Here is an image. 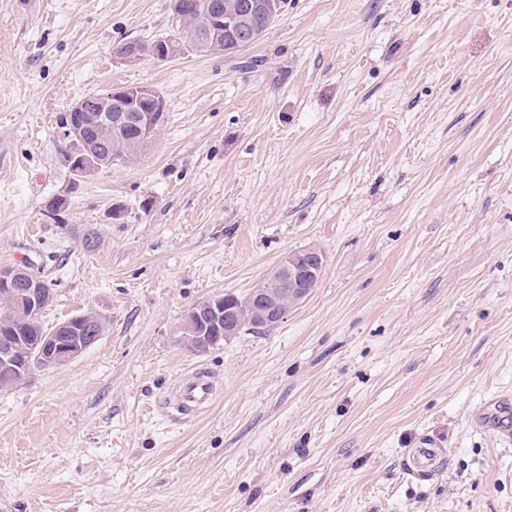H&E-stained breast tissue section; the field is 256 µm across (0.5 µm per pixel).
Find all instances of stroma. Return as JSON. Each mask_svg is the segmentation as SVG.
Masks as SVG:
<instances>
[{
	"label": "stroma",
	"instance_id": "obj_1",
	"mask_svg": "<svg viewBox=\"0 0 512 512\" xmlns=\"http://www.w3.org/2000/svg\"><path fill=\"white\" fill-rule=\"evenodd\" d=\"M176 29L171 0H0V267L51 282L45 329L103 323L0 391V512H512V436L475 422L512 399V0H284L230 55L113 52ZM138 85L148 145L75 178L60 116ZM309 247L278 324L180 342ZM115 54L125 63L136 64L145 57H151L157 61L168 60L171 57L172 51L165 43L159 44L155 42L154 47L148 49L143 48V46L135 40H129L119 44L115 49ZM237 304L246 308L250 293L236 296ZM235 296L228 294L222 297H212L194 305L188 312L181 327V340L191 351L207 352L222 341L237 335L247 321L246 311L234 302ZM265 328L264 325L247 323L241 329ZM240 331V333H241ZM213 389L205 375H198L178 389V401L184 410H192L203 406L211 400ZM424 448H410L406 453V470L415 477L430 476L444 461V450L434 440L425 441Z\"/></svg>",
	"mask_w": 512,
	"mask_h": 512
}]
</instances>
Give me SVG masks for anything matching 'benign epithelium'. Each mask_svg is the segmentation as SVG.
Listing matches in <instances>:
<instances>
[{"label": "benign epithelium", "mask_w": 512, "mask_h": 512, "mask_svg": "<svg viewBox=\"0 0 512 512\" xmlns=\"http://www.w3.org/2000/svg\"><path fill=\"white\" fill-rule=\"evenodd\" d=\"M227 26L236 44L245 47L257 39L256 30L228 21L212 18L197 19L200 41H213L214 23ZM172 51L165 44L154 43L145 48L135 40L125 41L116 47V56L123 62L136 64L146 57L165 61ZM166 101L150 86L136 89H110L95 95L93 99H81L64 113L59 135L67 144L66 159L73 167L79 160H89V167L100 168L106 161L98 154L108 155L110 143L101 144L99 152H91L77 133V126L89 123L107 131L120 132L127 125L156 127L166 111ZM324 266V255L316 248H306L286 254L263 281L251 290L254 316L265 324L273 325L283 319L288 309L301 303L318 283ZM0 290L19 297L18 311H26L39 317L51 301V296L39 288V280L24 267H1ZM235 296L212 297L194 305L181 327V340L191 351L203 353L237 335L247 321L246 311L234 302ZM96 340L94 336H77L64 344L59 337L46 333L36 339H28V345L36 350V358L47 367L62 366L82 354ZM23 342L16 336H0V373L10 379L24 377L27 363L19 359Z\"/></svg>", "instance_id": "7a95c632"}]
</instances>
